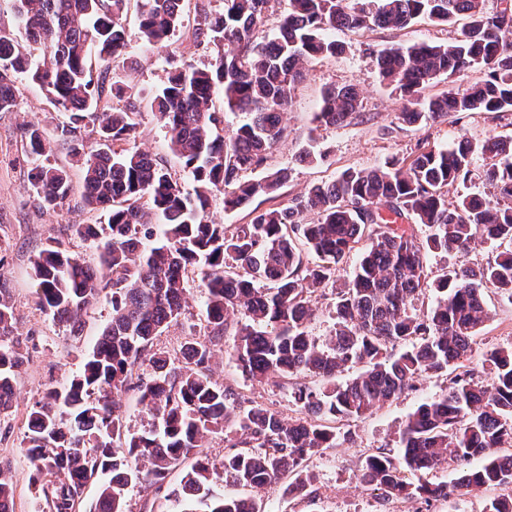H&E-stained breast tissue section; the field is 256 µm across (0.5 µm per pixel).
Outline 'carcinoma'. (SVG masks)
Instances as JSON below:
<instances>
[{"label":"carcinoma","instance_id":"obj_1","mask_svg":"<svg viewBox=\"0 0 512 512\" xmlns=\"http://www.w3.org/2000/svg\"><path fill=\"white\" fill-rule=\"evenodd\" d=\"M130 0H13L16 28L0 29V112L15 107V79L27 73L54 106L71 113L57 140L69 146L83 172L76 196L66 167L49 163L54 140L38 122L24 128L33 167L30 184L48 210L65 205L100 211L104 224L79 234L97 243L98 263L49 245L32 261L40 307L81 333L83 313L112 289V317L82 369L62 389H49L26 414L23 445L31 458L30 483L41 512H76L85 486L96 482L94 512H127L128 487L140 481L161 490L188 458L180 486L168 494L177 512H262L261 492L288 477L285 491L302 492L305 463L336 440L331 422L357 420L416 387L425 374L445 377L441 396L411 412L396 450L363 464L365 485L388 500L404 495L430 504L474 490H512V346L492 350L473 367L474 337L490 318L484 289L512 299V137L461 138L449 149H424L408 164L349 168L313 185L292 205L254 208L233 230L209 218L220 192L226 211L274 194L283 169L260 179L242 174L260 167L285 133L282 125L302 66L342 46L322 36L327 28H405L426 18L450 23L463 16L460 39L449 45L413 44L377 53L379 75L404 101L400 118L436 123L450 113L512 112V7L484 10V0H223L212 12L196 5L194 38L212 51L205 68L183 65L153 96L151 112L168 146L196 183L192 194L152 155L136 149L139 109L102 104L105 81L127 48L121 19ZM279 6L277 33L256 44L255 28ZM185 0H140L144 40L168 46ZM40 51L32 58L31 49ZM486 79L427 97V84L470 68ZM222 96L224 111L215 109ZM350 85L323 95L317 119L344 122L359 107ZM243 115L227 137L225 113ZM92 123L96 147L81 134ZM488 160L483 177L502 202L476 194L448 200L449 187L470 174L475 156ZM315 219L303 223V213ZM411 220L429 229L425 240L401 229ZM507 244L483 266L462 264L435 284L436 303L412 305L426 280L429 252L465 254L477 237ZM317 256L304 263L298 244ZM359 252L353 275L336 292L334 331L323 344L308 334L312 303L336 266ZM205 294L207 342L187 339L171 352L156 340L178 322L187 305V272ZM13 305L0 287V415L13 406V381L23 365L14 334ZM237 336L232 360L246 380L289 385L301 416L284 417L213 380L209 343L229 330ZM147 365L139 402L149 426L123 431L112 393L129 386L134 367ZM342 385L329 380L347 369ZM314 376L319 387L297 382ZM233 427L239 434L219 464L202 455L209 434ZM454 459L481 460L456 478L426 475ZM248 490L226 495L212 477ZM0 512H14L9 471L0 467Z\"/></svg>","mask_w":512,"mask_h":512}]
</instances>
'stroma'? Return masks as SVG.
<instances>
[{
    "label": "stroma",
    "instance_id": "1",
    "mask_svg": "<svg viewBox=\"0 0 512 512\" xmlns=\"http://www.w3.org/2000/svg\"><path fill=\"white\" fill-rule=\"evenodd\" d=\"M197 19L196 11L188 10L168 48L158 50L144 42L137 11L129 9L122 20L128 40L126 59L107 75L108 81L123 83L141 106L137 148L155 156L188 191L194 184L170 151L165 131L148 104L176 67L189 63L199 68L208 65L209 52L197 46L193 37ZM463 25L460 19L448 24L422 19L404 29L327 30V37L342 44L343 51L306 64L283 117L285 136L263 167L253 173L258 179L283 169L288 178L273 197H256L255 206L266 209L287 204L304 195L313 184L333 180L348 168L411 161L423 146L449 148L462 137L479 140L512 135V113L471 112L452 114L445 122L427 126L407 124L399 117L401 99L379 76V50L417 43L451 44L459 38ZM334 85L357 86L361 103L344 123L327 126L317 122L315 116L324 92ZM15 97L14 110L0 113V283L11 296L24 363L14 381L13 412L0 417V462L11 471L16 512H38L29 483L31 462L21 445L26 414L47 389L63 388L79 371L109 321L112 305L109 298H101L84 313L82 332L74 337L38 304L33 255L57 242L68 252L96 262V245L82 237L77 228L100 223L101 217L98 212L86 209L49 211L41 207L31 188V163L21 127L37 121L52 137L67 122L68 115L55 109L46 91L28 79H17ZM497 250L496 242L479 241L463 256L431 254L427 261L428 277L437 279L463 263L484 265ZM198 283L197 277L188 279V307L179 323L158 338L159 346L173 350L184 339L202 338L205 297ZM486 298L492 315L474 338L473 359L477 362L490 349L512 344V303L491 288L487 289ZM233 346L234 337L230 334L214 346V380L283 415L298 416L299 410L287 389L251 383L239 375L229 358ZM445 386L444 377H423L417 381L415 390L403 393L364 419L348 423L351 438H337L335 445L309 460L311 494L293 500L278 489L265 491L261 495L264 512H375L380 501L361 481L366 456L380 448L393 449L406 416L419 402L441 395Z\"/></svg>",
    "mask_w": 512,
    "mask_h": 512
}]
</instances>
